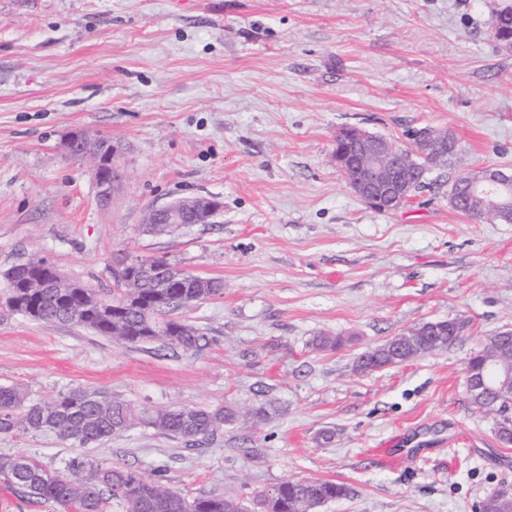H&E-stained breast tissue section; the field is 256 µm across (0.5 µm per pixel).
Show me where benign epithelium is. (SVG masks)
<instances>
[{
  "label": "benign epithelium",
  "instance_id": "obj_1",
  "mask_svg": "<svg viewBox=\"0 0 512 512\" xmlns=\"http://www.w3.org/2000/svg\"><path fill=\"white\" fill-rule=\"evenodd\" d=\"M354 153L366 160L350 187L362 199L383 210H396L407 199L412 170L403 161L396 145L383 136L364 129L353 128ZM70 155L80 157L90 163V176L100 201L107 203L121 185L123 169L120 167L122 147L115 142H103L100 136L84 131H74L69 136ZM478 202L482 207L502 213L512 208V172L497 168H487L479 172L466 194L458 199L461 205ZM171 224H184L191 216L212 219L217 211L215 202L205 196H195L175 200L157 208ZM417 336H428L433 341L446 335V326L439 321L419 324L414 331ZM403 345L402 338L392 337L383 348L372 349L360 361L362 369H369L370 359L383 351L394 359ZM465 391L467 396H478L485 389L501 395H512V368L504 365L501 355L486 356L476 367L465 371Z\"/></svg>",
  "mask_w": 512,
  "mask_h": 512
}]
</instances>
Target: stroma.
<instances>
[{"label": "stroma", "instance_id": "stroma-1", "mask_svg": "<svg viewBox=\"0 0 512 512\" xmlns=\"http://www.w3.org/2000/svg\"><path fill=\"white\" fill-rule=\"evenodd\" d=\"M498 2L0 0V273L37 255L107 291L113 266L160 257L224 283L184 312L206 345L183 353L31 321L0 280V385L36 401L82 387L149 409L277 406L194 448L136 426L90 452L190 497L245 499L290 476L348 488L318 512H479L512 493L501 416L464 388L467 359L512 329V224L453 210L451 169L378 211L332 156L345 126L402 144L431 127L471 168L512 170ZM76 130L125 147L110 202L66 152ZM193 196L217 203L211 223L141 231L146 209ZM434 320L460 326L447 349L355 371ZM412 425L427 453L384 466L376 448L405 447ZM16 454L60 469L77 450L1 434L0 455Z\"/></svg>", "mask_w": 512, "mask_h": 512}]
</instances>
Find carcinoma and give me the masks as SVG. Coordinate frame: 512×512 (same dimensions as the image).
Here are the masks:
<instances>
[{
    "mask_svg": "<svg viewBox=\"0 0 512 512\" xmlns=\"http://www.w3.org/2000/svg\"><path fill=\"white\" fill-rule=\"evenodd\" d=\"M493 32L512 36V0H504L496 11ZM399 149L418 170L413 192L425 187L431 171L461 164L456 153L439 161L417 153L411 144ZM11 274L17 283L9 306L32 321L80 327L131 347L157 344L183 352L205 346V337L182 318L183 311L224 288L214 278L203 279L200 288L193 279L172 284L157 273L132 282L117 277L112 293L98 290L87 295L37 257L12 266L4 276ZM240 418V412L229 407L137 409L98 389H74L49 401L32 402L24 390L0 386V434H52L77 448H95L137 423L193 446ZM0 475L21 498L32 504L51 503L58 512H106L109 505L112 512H315L348 494L344 485L333 481L286 478L259 491L249 505L216 492L188 497L168 481L81 456L52 470L30 456L0 455Z\"/></svg>",
    "mask_w": 512,
    "mask_h": 512,
    "instance_id": "obj_1",
    "label": "carcinoma"
}]
</instances>
